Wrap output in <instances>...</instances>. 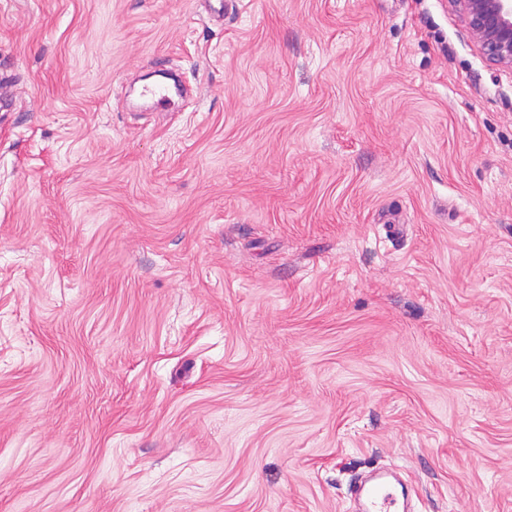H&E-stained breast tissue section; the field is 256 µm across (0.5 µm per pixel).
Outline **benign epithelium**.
I'll return each instance as SVG.
<instances>
[{
    "label": "benign epithelium",
    "instance_id": "1",
    "mask_svg": "<svg viewBox=\"0 0 512 512\" xmlns=\"http://www.w3.org/2000/svg\"><path fill=\"white\" fill-rule=\"evenodd\" d=\"M482 57L512 71V0H448Z\"/></svg>",
    "mask_w": 512,
    "mask_h": 512
}]
</instances>
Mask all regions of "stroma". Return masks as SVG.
<instances>
[{"label": "stroma", "mask_w": 512, "mask_h": 512, "mask_svg": "<svg viewBox=\"0 0 512 512\" xmlns=\"http://www.w3.org/2000/svg\"><path fill=\"white\" fill-rule=\"evenodd\" d=\"M242 5L0 0V512H512V72ZM363 497L362 512H403L391 510L397 506V497L393 486L386 476L374 477L373 482L360 490Z\"/></svg>", "instance_id": "1"}]
</instances>
